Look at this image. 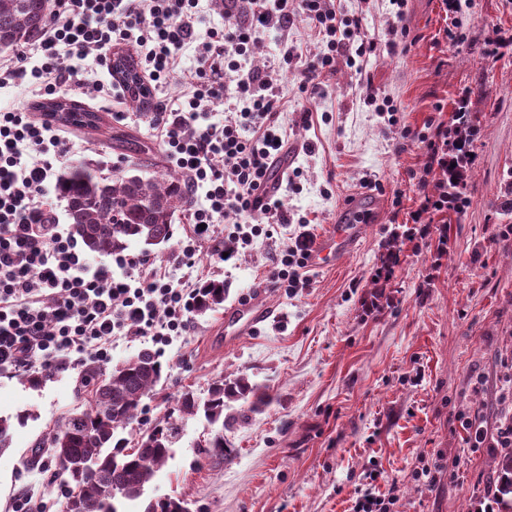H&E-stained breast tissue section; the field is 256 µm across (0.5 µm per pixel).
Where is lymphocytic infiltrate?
I'll use <instances>...</instances> for the list:
<instances>
[{"mask_svg": "<svg viewBox=\"0 0 512 512\" xmlns=\"http://www.w3.org/2000/svg\"><path fill=\"white\" fill-rule=\"evenodd\" d=\"M245 21L199 33L193 0H57L40 36L41 65H26L25 51L0 60V83L30 77L51 90L66 81L61 55L88 49L112 51L134 42L144 47L140 86L153 105L146 114L172 163L185 175L194 205L190 234L180 243V261L193 266L198 240L227 219L241 247L252 244L261 225L284 224L283 201L268 193L279 100L268 73L243 70L253 25L287 30L304 16L324 48L308 56L303 85L334 72L336 57L350 42L349 23L329 0H247ZM204 38L199 80L172 106L159 99L187 42ZM235 92L241 107L223 122H211L201 106ZM68 139L51 121L23 112H0V372H36L51 377L87 361L108 360L112 344L148 336L169 345L189 329L187 314L197 291L175 283L166 266L138 255H119L113 265H92L66 225L50 216L44 201L53 162L68 151ZM310 252L306 233L275 258L269 278L278 288H301Z\"/></svg>", "mask_w": 512, "mask_h": 512, "instance_id": "1", "label": "lymphocytic infiltrate"}]
</instances>
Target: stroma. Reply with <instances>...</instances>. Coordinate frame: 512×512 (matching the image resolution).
Segmentation results:
<instances>
[{
  "mask_svg": "<svg viewBox=\"0 0 512 512\" xmlns=\"http://www.w3.org/2000/svg\"><path fill=\"white\" fill-rule=\"evenodd\" d=\"M337 14L362 17L353 42L374 40L369 58H336L318 94L300 83L302 57L322 43L304 16L287 33L255 27L251 58L270 69L288 147V173L278 190L290 218L272 236L215 254L233 241L220 224L198 243L189 280L223 281L222 306L188 315L191 329L160 353L162 379L143 400L144 426L163 419L179 392L206 395L214 379L248 377L267 395L262 411L230 412L224 454L210 449L216 428L204 415L188 419L181 440L130 512L169 497L191 512H352L369 473L393 492L394 512H479L495 477L497 451L473 448L464 418L482 410L488 431L512 421V236L500 234L512 214L500 209L512 183V0H460L447 14L442 0H335ZM405 29L406 51L385 43L392 24ZM457 41H446L445 30ZM495 56H485L488 47ZM78 79L57 96L107 117L117 133L143 146L128 150L76 132L54 172L80 161L99 174L154 175L171 164L165 146L130 102L110 96L98 50L74 59ZM467 105L477 128L465 173L471 197L463 213L434 214L427 236L412 235L411 214L435 191L420 136L449 125ZM410 138H402V130ZM362 190L384 203L357 246L310 271L307 287L272 291L273 316L234 345L214 332L224 308L262 283L276 254L300 229L321 239L339 206ZM79 370L31 385L27 374L0 375V416L24 415L0 453V512L19 492L63 512L58 466L32 458L64 413L83 408ZM441 466L425 487L421 469Z\"/></svg>",
  "mask_w": 512,
  "mask_h": 512,
  "instance_id": "1",
  "label": "stroma"
}]
</instances>
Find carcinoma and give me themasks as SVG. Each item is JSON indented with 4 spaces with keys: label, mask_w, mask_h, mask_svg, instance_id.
Masks as SVG:
<instances>
[{
    "label": "carcinoma",
    "mask_w": 512,
    "mask_h": 512,
    "mask_svg": "<svg viewBox=\"0 0 512 512\" xmlns=\"http://www.w3.org/2000/svg\"><path fill=\"white\" fill-rule=\"evenodd\" d=\"M46 0H0V46L10 47L38 35L46 25ZM118 74L130 86L137 85L135 63L128 56L116 58ZM41 108L60 112L69 120L72 114L101 136L113 139L112 129H102L103 117L85 111L76 104L62 101L44 102ZM453 141L460 148L448 160V183L445 189L454 200L457 213L467 208L470 197L462 179L457 158L463 157L473 143L472 130L464 121L454 127ZM58 194L67 201V218L78 241L91 253L119 254L131 243L154 239L160 244L172 238L175 212L192 205L185 178L168 172L144 178L140 175L102 178L86 162L71 166L58 175ZM224 282L209 280L199 288L193 310L204 313L224 302ZM158 356L144 350L114 367L101 372L90 366L81 374L78 397H86L81 411L64 416L48 437L38 443L55 458L69 476L64 512H121L119 500H137L155 474L168 461L179 440L182 423L203 412L212 423H224L227 403L251 402L256 410L265 403L259 387L244 376L227 383L215 380L208 397L199 399L193 392H181L163 420L147 429L136 447H129L123 433L141 425L142 400L162 379ZM496 482L491 489L498 512H512V449L495 458Z\"/></svg>",
    "instance_id": "cac0c4a2"
}]
</instances>
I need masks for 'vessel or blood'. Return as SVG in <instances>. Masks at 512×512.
Instances as JSON below:
<instances>
[{
    "label": "vessel or blood",
    "mask_w": 512,
    "mask_h": 512,
    "mask_svg": "<svg viewBox=\"0 0 512 512\" xmlns=\"http://www.w3.org/2000/svg\"><path fill=\"white\" fill-rule=\"evenodd\" d=\"M339 212L335 226L312 247L307 258L308 267L326 266L349 253L359 242L365 224L370 221L368 214L352 202L343 204ZM272 287L269 281L252 287L243 302L225 312L224 321L218 327L225 343H234L249 335L258 323L272 315L273 309L267 300Z\"/></svg>",
    "instance_id": "1"
}]
</instances>
